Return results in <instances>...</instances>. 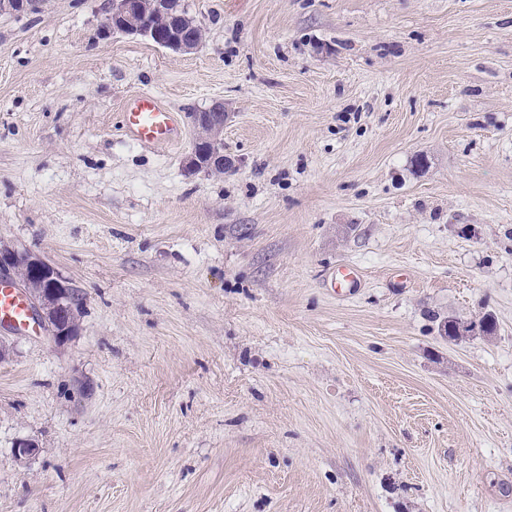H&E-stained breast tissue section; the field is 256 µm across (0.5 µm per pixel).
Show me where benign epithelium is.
I'll return each instance as SVG.
<instances>
[{"label": "benign epithelium", "mask_w": 512, "mask_h": 512, "mask_svg": "<svg viewBox=\"0 0 512 512\" xmlns=\"http://www.w3.org/2000/svg\"><path fill=\"white\" fill-rule=\"evenodd\" d=\"M172 0H109L105 28L146 37L177 53L196 51L203 38L202 28L187 14L176 13ZM228 113L218 101L199 112L188 113L194 141L187 168L232 170L233 160L224 155V122ZM0 279L21 289L37 324L58 344L77 334L79 316L62 303L67 283L62 275L40 256L0 243ZM460 336L479 335V321L458 317L454 322Z\"/></svg>", "instance_id": "7a95c632"}]
</instances>
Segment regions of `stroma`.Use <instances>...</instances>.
<instances>
[{"label": "stroma", "instance_id": "stroma-1", "mask_svg": "<svg viewBox=\"0 0 512 512\" xmlns=\"http://www.w3.org/2000/svg\"><path fill=\"white\" fill-rule=\"evenodd\" d=\"M185 2L191 55L0 13V240L85 296L0 335V512H512V0ZM122 116L126 131L143 144H166L177 135L172 112L166 110L154 95H136ZM189 122L194 131V141L187 161V168L196 172L207 169L224 170L235 168L233 160L224 156L223 136L224 122L228 112L224 110L223 102H215L199 112H188ZM441 332L444 331V335L448 336L450 340H456L462 336H477L479 335V321L478 319L458 317L455 318L454 326L458 336L453 334V325L450 318L444 320L439 324Z\"/></svg>", "mask_w": 512, "mask_h": 512}]
</instances>
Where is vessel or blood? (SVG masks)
Here are the masks:
<instances>
[{"instance_id":"vessel-or-blood-1","label":"vessel or blood","mask_w":512,"mask_h":512,"mask_svg":"<svg viewBox=\"0 0 512 512\" xmlns=\"http://www.w3.org/2000/svg\"><path fill=\"white\" fill-rule=\"evenodd\" d=\"M126 131L137 141L147 145L171 142L177 135L172 112L166 110L151 94L136 95L123 114ZM13 323L15 328L30 325L29 308L18 289L0 284V322Z\"/></svg>"}]
</instances>
